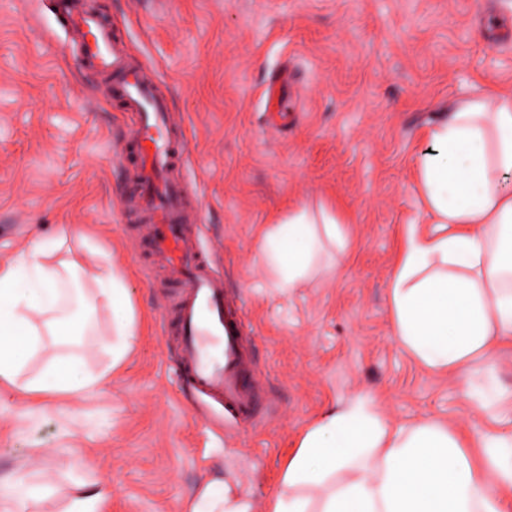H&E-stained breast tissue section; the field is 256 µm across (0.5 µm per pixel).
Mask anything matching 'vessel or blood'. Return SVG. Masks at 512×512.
<instances>
[{
    "mask_svg": "<svg viewBox=\"0 0 512 512\" xmlns=\"http://www.w3.org/2000/svg\"><path fill=\"white\" fill-rule=\"evenodd\" d=\"M71 40L80 61L105 79L112 94L137 120L121 151L132 166L137 191L125 203L149 230L154 256L167 265L179 285L175 320H162L163 331H176V369L197 394L223 400L227 412L250 414L255 405L247 375L250 353L242 319L232 309L224 281L199 248L192 227L196 211L186 203L176 174L188 144L168 110L155 74L131 63L112 30L76 0H61Z\"/></svg>",
    "mask_w": 512,
    "mask_h": 512,
    "instance_id": "1",
    "label": "vessel or blood"
}]
</instances>
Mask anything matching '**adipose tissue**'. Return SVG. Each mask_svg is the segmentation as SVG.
I'll list each match as a JSON object with an SVG mask.
<instances>
[{"instance_id":"1","label":"adipose tissue","mask_w":512,"mask_h":512,"mask_svg":"<svg viewBox=\"0 0 512 512\" xmlns=\"http://www.w3.org/2000/svg\"><path fill=\"white\" fill-rule=\"evenodd\" d=\"M417 190L430 232L407 227L389 286L401 346L435 373L455 372L512 342V97L457 104L426 135ZM77 225H61L0 264V381L16 383L28 358L54 348L80 316L100 308L119 324L120 362L137 332L121 268L105 263L92 289L74 254ZM344 246L339 220L300 210L271 225L261 247L291 288L315 268L325 243ZM102 375L79 355L50 360L24 387L33 394L93 392ZM479 452L449 425L391 424L373 399L329 408L300 436L267 512H512V435L485 433ZM191 512H252L236 487L205 486Z\"/></svg>"}]
</instances>
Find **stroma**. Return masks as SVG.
I'll use <instances>...</instances> for the list:
<instances>
[{
  "mask_svg": "<svg viewBox=\"0 0 512 512\" xmlns=\"http://www.w3.org/2000/svg\"><path fill=\"white\" fill-rule=\"evenodd\" d=\"M130 60L164 80L183 122L199 245L244 304L258 412L225 418L172 367L160 317L175 292L145 230L124 212L119 147L133 121L84 68L57 0H0V263L57 225L125 273L137 338L120 362L99 315L83 339L105 379L90 396L0 384V480L22 481L27 512H66L74 482L107 486L102 512H189L207 484L238 485L257 512L307 426L369 397L395 424L433 419L512 433V350L436 375L394 334L388 288L407 225L422 222L415 160L449 107L512 96V0H92ZM289 65L293 119L264 122L268 82ZM327 207L345 256L281 291L260 244L271 224ZM495 379L501 399L476 404Z\"/></svg>",
  "mask_w": 512,
  "mask_h": 512,
  "instance_id": "obj_1",
  "label": "stroma"
}]
</instances>
